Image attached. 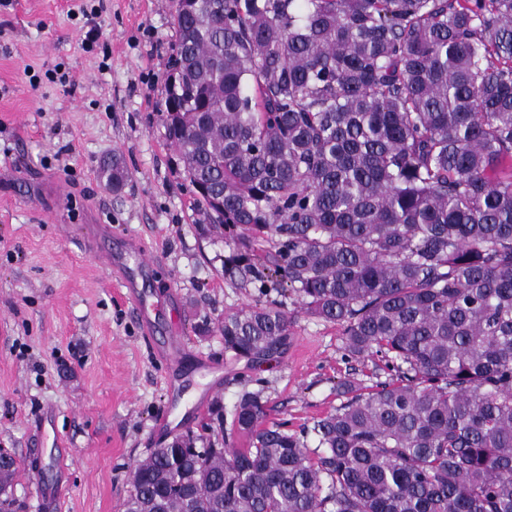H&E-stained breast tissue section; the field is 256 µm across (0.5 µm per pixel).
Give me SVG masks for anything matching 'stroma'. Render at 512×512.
<instances>
[{
	"label": "stroma",
	"instance_id": "obj_1",
	"mask_svg": "<svg viewBox=\"0 0 512 512\" xmlns=\"http://www.w3.org/2000/svg\"><path fill=\"white\" fill-rule=\"evenodd\" d=\"M175 40L173 0H0V448L19 464L23 512H42L54 441L70 450L58 512H123L131 465L209 422L198 402L228 414L254 392L266 423L298 431L346 402L341 381L366 393L389 377L380 357H350L342 325L296 296L225 276L229 249L202 234L167 138ZM115 154L126 171L118 191L102 173ZM84 224L155 256L147 287L175 306L179 361L89 254ZM277 298L292 320L283 350L254 361L225 351L224 315Z\"/></svg>",
	"mask_w": 512,
	"mask_h": 512
}]
</instances>
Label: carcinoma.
Returning a JSON list of instances; mask_svg holds the SVG:
<instances>
[{
	"mask_svg": "<svg viewBox=\"0 0 512 512\" xmlns=\"http://www.w3.org/2000/svg\"><path fill=\"white\" fill-rule=\"evenodd\" d=\"M173 24L167 134L224 273L392 377L300 432L256 393L211 409L124 512H512V0H176ZM291 324L258 301L218 331L259 359ZM16 470L0 448V489Z\"/></svg>",
	"mask_w": 512,
	"mask_h": 512,
	"instance_id": "carcinoma-1",
	"label": "carcinoma"
}]
</instances>
